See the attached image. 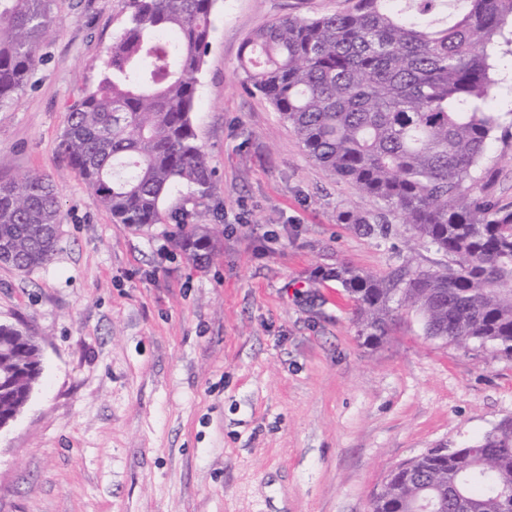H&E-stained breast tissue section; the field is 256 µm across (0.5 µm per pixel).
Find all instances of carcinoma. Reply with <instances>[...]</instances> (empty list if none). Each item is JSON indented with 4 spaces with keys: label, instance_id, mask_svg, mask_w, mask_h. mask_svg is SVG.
I'll use <instances>...</instances> for the list:
<instances>
[{
    "label": "carcinoma",
    "instance_id": "carcinoma-1",
    "mask_svg": "<svg viewBox=\"0 0 512 512\" xmlns=\"http://www.w3.org/2000/svg\"><path fill=\"white\" fill-rule=\"evenodd\" d=\"M217 0H125L129 14L97 84L68 112L60 150L119 224L161 220L178 184L202 196L212 171L193 109ZM53 0H0V108L41 61ZM512 25V0H353L344 13L288 17L251 34L243 84L265 97L309 159L387 212L348 209L368 234L391 220L451 258L442 270L378 279L341 264L326 277L357 302L360 324L384 335L392 296L449 344H492L512 356V206L467 182L500 128L486 46ZM58 192L40 173L0 180V262L19 272L46 264L60 232ZM176 246L211 247L200 224ZM41 373L29 330L0 325V417L15 413ZM509 512L512 421L467 448L441 446L393 471L372 512Z\"/></svg>",
    "mask_w": 512,
    "mask_h": 512
}]
</instances>
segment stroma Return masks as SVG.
<instances>
[{
    "label": "stroma",
    "instance_id": "stroma-1",
    "mask_svg": "<svg viewBox=\"0 0 512 512\" xmlns=\"http://www.w3.org/2000/svg\"><path fill=\"white\" fill-rule=\"evenodd\" d=\"M123 6L55 0L40 64L0 109V179L50 175L61 224L46 265H0V325L34 332L42 362L0 429V512H371L391 470L512 420V357L497 347L429 338L397 300L387 336L368 338L326 270L387 277L449 259L407 225L341 223L351 205L385 206L314 164L242 85L255 30L349 0H218L194 108L211 189L177 186L141 230L116 223L59 151ZM493 65L507 129L512 54L494 47ZM472 184L512 204V139L493 142ZM180 221L209 227L212 249L176 248Z\"/></svg>",
    "mask_w": 512,
    "mask_h": 512
}]
</instances>
